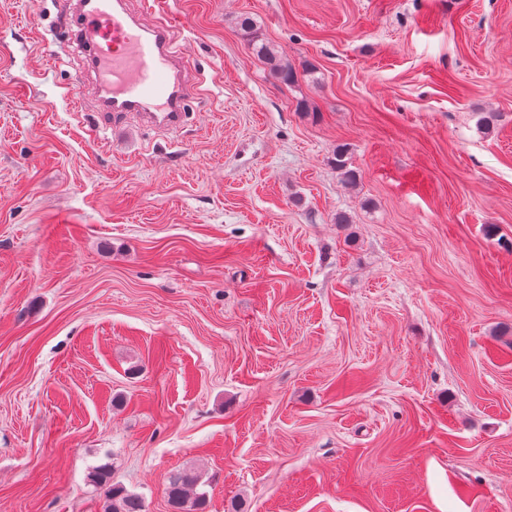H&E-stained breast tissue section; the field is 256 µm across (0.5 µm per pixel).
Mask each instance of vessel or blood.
I'll return each mask as SVG.
<instances>
[{
	"label": "vessel or blood",
	"mask_w": 512,
	"mask_h": 512,
	"mask_svg": "<svg viewBox=\"0 0 512 512\" xmlns=\"http://www.w3.org/2000/svg\"><path fill=\"white\" fill-rule=\"evenodd\" d=\"M127 0H78L75 39L89 54L99 116L109 125L138 117L143 125L173 130L186 117L195 88L181 66L174 30L133 16Z\"/></svg>",
	"instance_id": "b4317fda"
}]
</instances>
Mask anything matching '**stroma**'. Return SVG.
I'll use <instances>...</instances> for the list:
<instances>
[{
  "label": "stroma",
  "instance_id": "stroma-1",
  "mask_svg": "<svg viewBox=\"0 0 512 512\" xmlns=\"http://www.w3.org/2000/svg\"><path fill=\"white\" fill-rule=\"evenodd\" d=\"M159 9L176 133L73 111V0H0V512H102L107 463L148 512L184 466L210 512H512V0ZM240 27L253 53L269 66L274 77L285 85L292 84L296 79L295 67L286 56L280 54L269 42L261 38L256 22L247 17Z\"/></svg>",
  "mask_w": 512,
  "mask_h": 512
}]
</instances>
